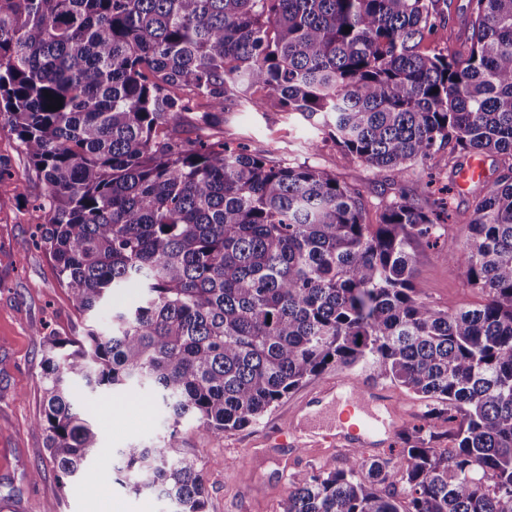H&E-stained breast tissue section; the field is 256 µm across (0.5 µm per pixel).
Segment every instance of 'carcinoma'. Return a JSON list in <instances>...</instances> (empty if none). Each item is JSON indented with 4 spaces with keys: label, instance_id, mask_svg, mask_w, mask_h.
I'll return each instance as SVG.
<instances>
[{
    "label": "carcinoma",
    "instance_id": "carcinoma-1",
    "mask_svg": "<svg viewBox=\"0 0 512 512\" xmlns=\"http://www.w3.org/2000/svg\"><path fill=\"white\" fill-rule=\"evenodd\" d=\"M448 0H0V123L43 184L37 243L74 305L142 289L106 332L45 337L33 426L62 481L97 434L72 383L160 395L162 445L119 451L127 483L206 512L202 469L175 457L178 426L208 437L255 423L328 368H369L428 401L384 458L293 474L285 512H512V0H468L470 49L422 42ZM351 27L345 32V27ZM278 96L393 195L366 221L361 189L306 164L200 136L227 104ZM61 99L62 107L47 106ZM502 157L472 192L469 235L420 203L405 171ZM438 249L482 304L448 312L419 296L413 245ZM448 424L441 433L436 422ZM448 436L444 452L434 442Z\"/></svg>",
    "mask_w": 512,
    "mask_h": 512
}]
</instances>
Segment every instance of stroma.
<instances>
[{"instance_id": "35a3bbf8", "label": "stroma", "mask_w": 512, "mask_h": 512, "mask_svg": "<svg viewBox=\"0 0 512 512\" xmlns=\"http://www.w3.org/2000/svg\"><path fill=\"white\" fill-rule=\"evenodd\" d=\"M253 95L263 100L262 109L233 108L225 113L224 127L214 131V139L275 160L319 166L378 202L390 173L372 176L321 126L285 112L276 95L264 89ZM0 163L12 173L0 185V512H174L170 501L134 493L116 474L118 449L162 443L173 429L179 433L177 455L196 460L203 469L207 512H283L289 480L279 466L282 451L264 435L287 424L304 395L300 389L256 424L214 440L190 420L172 427L161 399L149 390L130 399L77 384L79 412L96 427L99 450L74 478L59 481L45 437L32 426L42 409L43 340L80 339L88 329H107L113 310L130 306L140 291L128 288L114 294L110 307L95 314L79 311L54 260L35 244L39 225L47 221L40 206L44 185L15 137L1 128ZM427 182L460 214V223L450 225L448 234L464 241L468 229L462 219L469 214L470 189H448L447 170L433 162L410 169L403 185L409 189ZM413 253L414 282L422 298L451 312L483 302V295L464 287L456 271L433 250L418 244ZM35 470L40 478H32Z\"/></svg>"}]
</instances>
